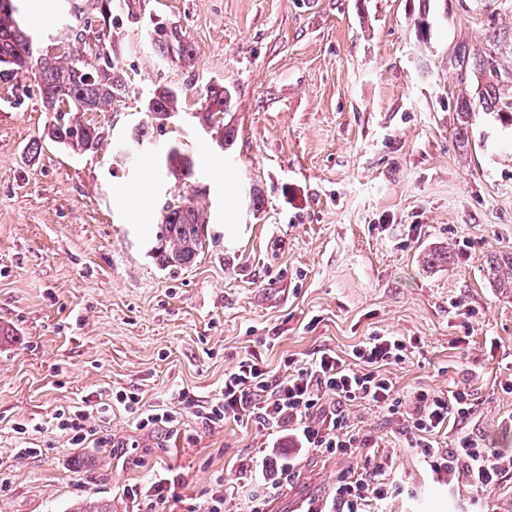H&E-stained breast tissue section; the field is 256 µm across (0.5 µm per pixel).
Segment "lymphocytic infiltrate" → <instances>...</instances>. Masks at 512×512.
I'll return each mask as SVG.
<instances>
[{"mask_svg":"<svg viewBox=\"0 0 512 512\" xmlns=\"http://www.w3.org/2000/svg\"><path fill=\"white\" fill-rule=\"evenodd\" d=\"M409 348L399 336H371L346 359L328 348L306 361L284 358V372L277 377L255 355L244 356L225 375L224 391L204 408L201 423L213 427L228 417L248 420L262 429L288 432L297 453L349 458L373 445L369 435L350 424V407L367 402L401 417L409 446L438 479L467 483L476 492L471 512H494L491 495L501 483L506 455L470 433L458 436L452 447H439L437 434L448 425L467 423L474 399L457 385L445 390L419 387L400 395L387 368L403 362ZM294 465L288 459L256 476L252 460H242L239 467L250 478L238 512H266L271 496L292 480ZM399 488L386 463L351 468L338 478L329 499L309 500L305 512H366L367 503L385 502Z\"/></svg>","mask_w":512,"mask_h":512,"instance_id":"lymphocytic-infiltrate-1","label":"lymphocytic infiltrate"}]
</instances>
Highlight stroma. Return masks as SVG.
<instances>
[{
  "instance_id": "stroma-1",
  "label": "stroma",
  "mask_w": 512,
  "mask_h": 512,
  "mask_svg": "<svg viewBox=\"0 0 512 512\" xmlns=\"http://www.w3.org/2000/svg\"><path fill=\"white\" fill-rule=\"evenodd\" d=\"M53 2L45 18L21 0L20 15L40 50L63 55L72 0ZM155 23L181 27L191 63L155 59L144 45ZM492 28L512 69V0H133L115 38L128 88L94 114L104 139L84 154L48 140L32 154L53 115L0 80V512H67L90 496L112 512H151L125 489L167 470L187 503L216 492L239 501V462L265 435L231 418L202 426L225 374L247 353L279 375L285 357L344 356L374 335L417 344L389 369L399 393L469 387L474 414L441 432L440 447L464 430L512 453V393L501 388L512 290L486 267L512 253V127L477 104L480 78L460 81L451 65L458 47L481 53ZM217 82L231 95L225 152L194 117ZM159 84L182 91L177 118L154 131L139 168L117 166L116 146L146 121ZM463 98L465 147L454 133ZM172 146L194 159V178L166 168ZM184 196L206 213L207 242L194 263L167 269L153 257L157 226ZM119 390L146 409L176 408L178 435L140 428L120 407L99 421L94 405ZM73 406L89 408L112 448L57 429ZM350 415L374 448L305 455L268 512H303L368 460L410 489L370 512H461L472 498L430 476L398 419L367 403Z\"/></svg>"
}]
</instances>
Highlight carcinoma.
Listing matches in <instances>:
<instances>
[{"mask_svg":"<svg viewBox=\"0 0 512 512\" xmlns=\"http://www.w3.org/2000/svg\"><path fill=\"white\" fill-rule=\"evenodd\" d=\"M17 0H0V80L19 81L28 73L36 75L39 100L47 112L56 113L47 136L73 152L96 149L101 139L100 127L83 116L103 112L112 101L126 92L127 79L112 58V28L119 12L132 8L131 0H93V18L97 28L85 26L69 29L73 41L87 47L84 59L72 56L41 55L34 47L29 28L19 18ZM149 45L159 60L185 63L191 59L187 39L176 26H155L147 33ZM499 38L493 31L487 36L482 54L475 60L463 48L453 57L460 78L471 70L486 77L482 103L501 121L512 126V69L502 68L498 51ZM180 94L174 88L159 85L150 96V122L130 131L133 139L145 143L152 138L159 116L178 111ZM228 92L222 85H210L205 91L204 111L196 113L202 128L212 129L217 140L229 146L234 133L220 127L218 117L224 113ZM471 101L460 100L456 111L455 135L464 146L469 144ZM170 171L189 179L194 174L193 159L176 147L165 154ZM205 220L192 200L169 202L163 207L161 224L156 233L154 256L165 267H182L193 263L204 248ZM492 281L500 288H512V255L501 260H487ZM69 512H112V503L103 499H85Z\"/></svg>","mask_w":512,"mask_h":512,"instance_id":"cac0c4a2","label":"carcinoma"}]
</instances>
